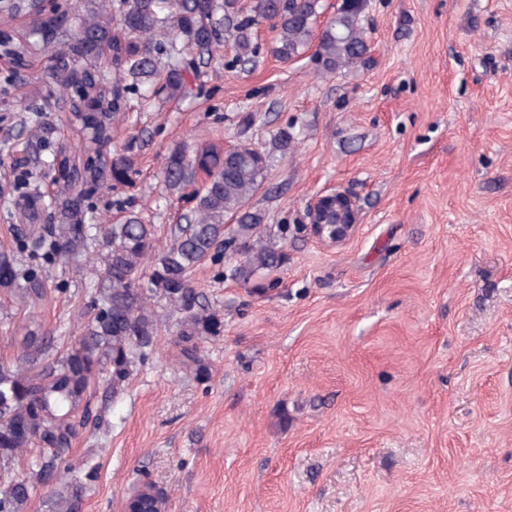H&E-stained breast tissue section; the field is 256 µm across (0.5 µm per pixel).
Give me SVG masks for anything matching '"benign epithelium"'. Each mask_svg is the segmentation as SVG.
<instances>
[{"label": "benign epithelium", "mask_w": 512, "mask_h": 512, "mask_svg": "<svg viewBox=\"0 0 512 512\" xmlns=\"http://www.w3.org/2000/svg\"><path fill=\"white\" fill-rule=\"evenodd\" d=\"M358 217L356 198L344 190L335 189L310 198L305 206L302 224L318 239L341 243L355 231Z\"/></svg>", "instance_id": "benign-epithelium-1"}]
</instances>
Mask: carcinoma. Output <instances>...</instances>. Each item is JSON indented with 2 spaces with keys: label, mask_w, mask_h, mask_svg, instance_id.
I'll list each match as a JSON object with an SVG mask.
<instances>
[{
  "label": "carcinoma",
  "mask_w": 512,
  "mask_h": 512,
  "mask_svg": "<svg viewBox=\"0 0 512 512\" xmlns=\"http://www.w3.org/2000/svg\"><path fill=\"white\" fill-rule=\"evenodd\" d=\"M320 0H255L254 15L241 17L239 0H95L77 24L59 7L46 11L44 0H0V21L28 13L40 18L32 28L34 43L0 37V57L24 60L32 49L50 55L46 75L66 102L76 104L67 121L80 134L79 152L52 151L55 170L48 225L18 248L32 249L49 262L78 256H101L89 316L80 335L63 352L49 357L48 342L30 325L19 339L13 365L0 364V512H28L41 488L62 480L63 463L93 412L89 390L105 386L117 393L136 363L148 359L154 336L163 324L157 303L180 314L176 343L183 364L202 378L206 367L197 355V340L217 336L222 321L203 303L191 280L193 270L213 251L224 248L240 255L224 277L248 281L257 271L282 263L286 255L264 238L265 215L251 201L261 188L270 156L248 144L224 156L212 146L189 153L184 145L168 150L163 178L171 190L193 183L195 171H209L207 184L192 194L194 206L185 223L171 229L170 241L158 245L155 225L130 212L118 223H93L90 199L108 181L123 182L131 161L111 160L103 149L112 141V124L119 119L124 93L144 79H153L152 95L175 98L188 93L185 56L204 55L232 39L236 61H251L256 47L251 27L271 22L276 32L275 54L284 61L301 56L318 40L322 69L333 74L356 65L366 52L363 6L344 0L320 34L313 20ZM112 70V85L102 73ZM50 129L32 121L26 141L4 143L28 152L34 141L46 142ZM25 172H13L10 191L0 187V202L37 220L41 196L21 191ZM235 224L226 223V217ZM38 271L9 253H0V291L35 302L44 294ZM42 452L19 477L10 464L27 449ZM82 486L54 492L48 512H80Z\"/></svg>",
  "instance_id": "cac0c4a2"
}]
</instances>
